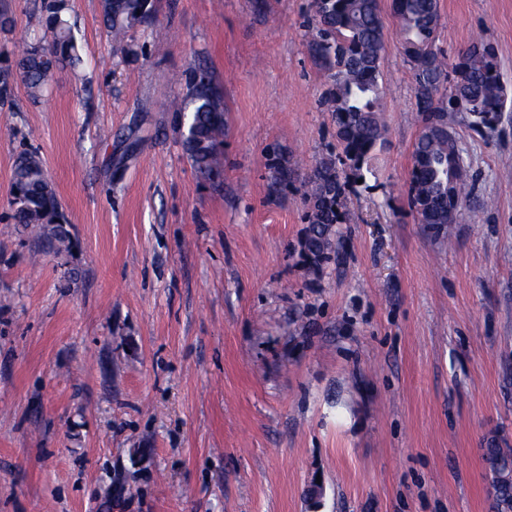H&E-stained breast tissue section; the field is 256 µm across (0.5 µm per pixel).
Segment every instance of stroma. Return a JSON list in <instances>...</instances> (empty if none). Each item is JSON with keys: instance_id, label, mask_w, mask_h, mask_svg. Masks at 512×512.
I'll use <instances>...</instances> for the list:
<instances>
[{"instance_id": "stroma-1", "label": "stroma", "mask_w": 512, "mask_h": 512, "mask_svg": "<svg viewBox=\"0 0 512 512\" xmlns=\"http://www.w3.org/2000/svg\"><path fill=\"white\" fill-rule=\"evenodd\" d=\"M70 5L81 64L40 101L18 82L0 103V512H494L483 450L512 448V110L482 130L455 112L470 197L449 228L418 223L421 118L381 0L386 142L316 265L303 183L336 128L313 0H153L120 41L100 0ZM1 7L13 62L45 35L42 0ZM439 11L449 63L491 43L512 94V0ZM199 69L224 109L211 179L179 132ZM26 148L67 217L61 248L11 218Z\"/></svg>"}]
</instances>
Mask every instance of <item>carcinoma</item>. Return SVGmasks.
Instances as JSON below:
<instances>
[{
    "mask_svg": "<svg viewBox=\"0 0 512 512\" xmlns=\"http://www.w3.org/2000/svg\"><path fill=\"white\" fill-rule=\"evenodd\" d=\"M394 17L404 54L414 77V94L422 128L412 152L409 204L418 223L442 229L452 223L465 199V180L452 179L464 166L457 138L442 129L449 113L462 109L477 130L491 128L506 109L508 96L501 88L497 55L490 44H473L464 50L448 74L444 51L436 45L438 0H393ZM66 0H43L50 46L32 45L17 60L15 69L0 71V102L12 95L13 77L26 85L36 99L61 65H76L80 55L65 18ZM151 0H101L106 30L117 38L125 29L147 21ZM313 59L333 78L330 93L336 125L338 162L319 163L307 178L313 206L305 247L316 262L332 250L331 228L341 223L345 189L372 173V160L385 142L381 118L383 94L381 59L385 49L380 0H315L314 33L309 41ZM193 108L189 126L181 133L183 147L196 169L215 175L221 168L224 110L212 80L204 74L190 78ZM11 207L17 224L40 230L66 219L36 152L21 153L14 164ZM483 461L494 474L512 471V450L488 448ZM495 506L512 512V483L501 486L491 478Z\"/></svg>",
    "mask_w": 512,
    "mask_h": 512,
    "instance_id": "cac0c4a2",
    "label": "carcinoma"
}]
</instances>
